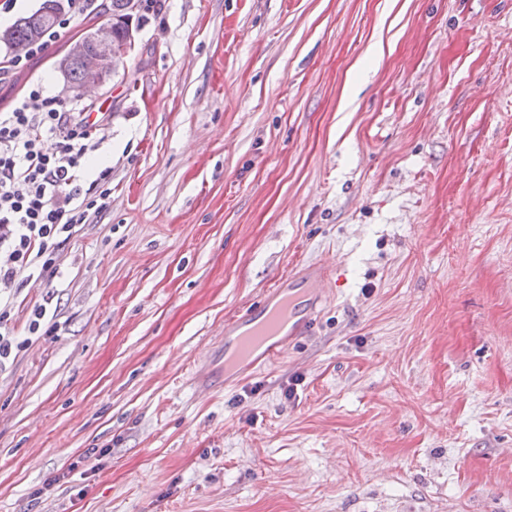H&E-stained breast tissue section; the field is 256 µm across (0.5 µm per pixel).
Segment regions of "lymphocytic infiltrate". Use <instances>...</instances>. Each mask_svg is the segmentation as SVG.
Segmentation results:
<instances>
[{
  "label": "lymphocytic infiltrate",
  "instance_id": "f902f5d3",
  "mask_svg": "<svg viewBox=\"0 0 512 512\" xmlns=\"http://www.w3.org/2000/svg\"><path fill=\"white\" fill-rule=\"evenodd\" d=\"M92 111L35 86L0 112V284L53 280L59 245L108 199V191L93 196L83 188L87 160L109 124ZM50 138L59 141L52 153L43 148Z\"/></svg>",
  "mask_w": 512,
  "mask_h": 512
}]
</instances>
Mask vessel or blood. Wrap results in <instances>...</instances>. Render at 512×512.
Masks as SVG:
<instances>
[{"label": "vessel or blood", "instance_id": "obj_1", "mask_svg": "<svg viewBox=\"0 0 512 512\" xmlns=\"http://www.w3.org/2000/svg\"><path fill=\"white\" fill-rule=\"evenodd\" d=\"M327 278L324 266H308L299 279L275 284L258 307L226 325L224 360L234 368L225 372V385L278 361L291 340L313 333L322 300L320 286Z\"/></svg>", "mask_w": 512, "mask_h": 512}]
</instances>
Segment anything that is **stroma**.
I'll list each match as a JSON object with an SVG mask.
<instances>
[{
	"label": "stroma",
	"instance_id": "1",
	"mask_svg": "<svg viewBox=\"0 0 512 512\" xmlns=\"http://www.w3.org/2000/svg\"><path fill=\"white\" fill-rule=\"evenodd\" d=\"M99 2L0 86L112 115L106 209L10 292L0 512H512V0H152L80 96ZM301 264L313 335L199 391ZM130 2L131 0H112V23L97 28L87 38L96 48L94 53H88L85 40L69 44L61 61L63 72L66 71L70 59L76 58L82 63V70L79 63H73L67 72L71 86L80 83L73 90L81 93L86 88L103 85L111 74L118 71L124 59L134 49L135 35L139 28L133 25V15L126 19L127 24L124 20L130 13ZM131 6V11L137 10L134 0ZM112 36L118 40L126 37L122 41H116Z\"/></svg>",
	"mask_w": 512,
	"mask_h": 512
}]
</instances>
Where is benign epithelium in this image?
Listing matches in <instances>:
<instances>
[{"label":"benign epithelium","instance_id":"benign-epithelium-1","mask_svg":"<svg viewBox=\"0 0 512 512\" xmlns=\"http://www.w3.org/2000/svg\"><path fill=\"white\" fill-rule=\"evenodd\" d=\"M134 16L127 18V35L121 41L112 39V24L108 23L89 34L88 41L69 44L61 68L67 69L71 59L82 63V80L77 88L83 92L92 86H100L116 73L124 59L135 47L138 28L133 25Z\"/></svg>","mask_w":512,"mask_h":512}]
</instances>
